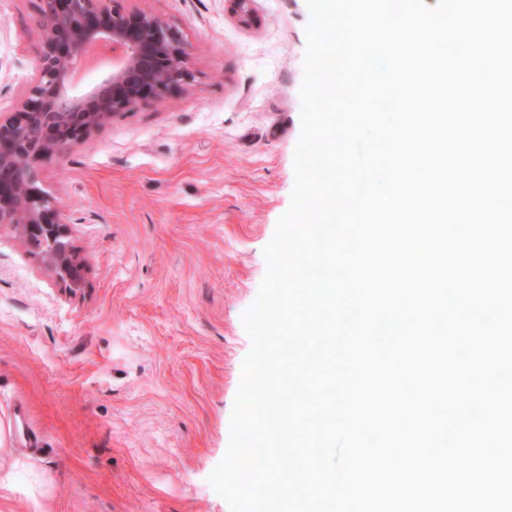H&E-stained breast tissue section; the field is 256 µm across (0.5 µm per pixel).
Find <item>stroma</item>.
<instances>
[{"mask_svg":"<svg viewBox=\"0 0 512 512\" xmlns=\"http://www.w3.org/2000/svg\"><path fill=\"white\" fill-rule=\"evenodd\" d=\"M40 0H0V113L35 68ZM175 25L187 90L116 117L45 162L75 226L69 294L0 226V512H230L225 456L242 317L289 209L306 0H122Z\"/></svg>","mask_w":512,"mask_h":512,"instance_id":"stroma-1","label":"stroma"}]
</instances>
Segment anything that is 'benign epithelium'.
Listing matches in <instances>:
<instances>
[{"instance_id": "7a95c632", "label": "benign epithelium", "mask_w": 512, "mask_h": 512, "mask_svg": "<svg viewBox=\"0 0 512 512\" xmlns=\"http://www.w3.org/2000/svg\"><path fill=\"white\" fill-rule=\"evenodd\" d=\"M39 51L28 91L0 118V224L73 294L85 264L62 205L38 186L43 161L83 144L115 117L186 89L192 79L182 34L119 0H40ZM111 48L112 69L84 90L93 52Z\"/></svg>"}]
</instances>
